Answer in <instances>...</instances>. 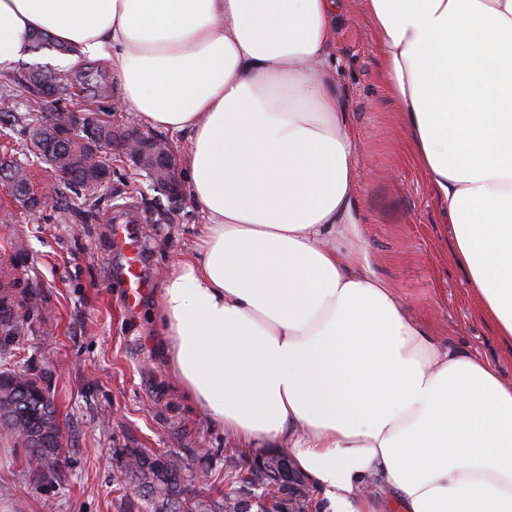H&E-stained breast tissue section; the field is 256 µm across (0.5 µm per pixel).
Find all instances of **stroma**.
Instances as JSON below:
<instances>
[{"instance_id": "stroma-1", "label": "stroma", "mask_w": 512, "mask_h": 512, "mask_svg": "<svg viewBox=\"0 0 512 512\" xmlns=\"http://www.w3.org/2000/svg\"><path fill=\"white\" fill-rule=\"evenodd\" d=\"M339 89L356 137L355 204L375 270L408 301L436 343L480 353L512 384V343L480 316L481 301L451 248L448 222L417 163L401 114L385 85L380 34L363 0H345L336 19ZM31 188L46 199L35 212L0 183V303L23 326L0 333V372L27 371L44 382L62 444L45 473L30 471L27 450L0 423V512H139L134 487L118 483L136 448L192 458L208 451L207 470L224 473L232 441L182 398L159 358L156 290L194 246L205 218L190 196L168 203L148 182L131 185L113 161L99 207L85 217L81 199L48 165L29 166ZM134 211L148 284L126 309L123 251L106 219Z\"/></svg>"}]
</instances>
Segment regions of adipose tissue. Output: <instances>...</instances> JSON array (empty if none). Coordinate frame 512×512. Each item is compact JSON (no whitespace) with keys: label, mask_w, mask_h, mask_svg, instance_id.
<instances>
[{"label":"adipose tissue","mask_w":512,"mask_h":512,"mask_svg":"<svg viewBox=\"0 0 512 512\" xmlns=\"http://www.w3.org/2000/svg\"><path fill=\"white\" fill-rule=\"evenodd\" d=\"M341 0H0V70L32 35L104 59L183 137L205 224L157 297L184 398L245 454L288 449L324 512H512V385L435 344L372 267L331 50ZM388 91L481 316L512 341V0H364Z\"/></svg>","instance_id":"adipose-tissue-1"}]
</instances>
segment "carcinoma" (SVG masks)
Here are the masks:
<instances>
[{
    "instance_id": "cac0c4a2",
    "label": "carcinoma",
    "mask_w": 512,
    "mask_h": 512,
    "mask_svg": "<svg viewBox=\"0 0 512 512\" xmlns=\"http://www.w3.org/2000/svg\"><path fill=\"white\" fill-rule=\"evenodd\" d=\"M104 73L103 66L90 64L74 76L63 79L38 68L23 77L10 79L12 86L0 92V123L20 124L18 132L26 152L52 166L54 165L53 141L63 116L57 111H47V108L54 106V102L41 95L36 82L37 76L56 82L59 85L58 97L60 98L67 94L71 84H95L97 91L86 96L83 103V111L86 115L84 125L79 132L81 142L74 145L69 159L68 173L62 177L63 184L79 195L90 211L97 205L99 185L108 183L112 175V157L98 159L92 153V147L96 146L102 137L112 135V123L100 116L101 99L106 92ZM20 94L26 100V112L22 114L13 111V100ZM30 381L32 377L26 373L15 371L1 373L0 398L16 396L17 388ZM23 410L21 420L10 419L8 424L22 437L29 453L30 467L39 472L54 458L56 449L61 447V432L50 400H42L31 395L23 405ZM135 472L148 477L158 493L167 498L172 496L181 498L184 495V490L176 476V461L169 457L136 454L121 466L117 481L129 480ZM243 481H245V475L237 468L235 457L224 458V485L234 487Z\"/></svg>"
}]
</instances>
